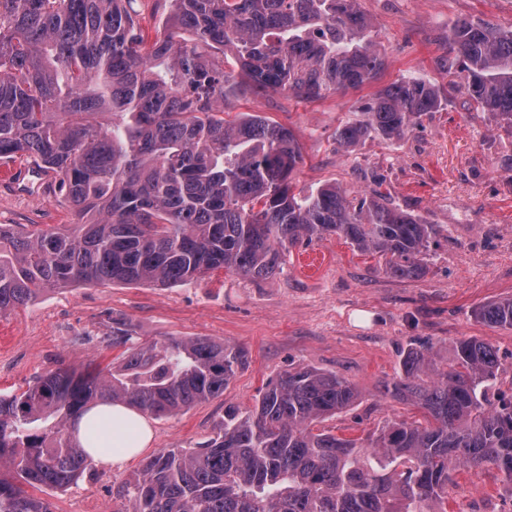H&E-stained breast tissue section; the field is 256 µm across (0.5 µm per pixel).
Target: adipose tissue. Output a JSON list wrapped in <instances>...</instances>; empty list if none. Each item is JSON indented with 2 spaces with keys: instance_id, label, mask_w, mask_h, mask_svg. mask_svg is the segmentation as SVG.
I'll list each match as a JSON object with an SVG mask.
<instances>
[{
  "instance_id": "obj_1",
  "label": "adipose tissue",
  "mask_w": 512,
  "mask_h": 512,
  "mask_svg": "<svg viewBox=\"0 0 512 512\" xmlns=\"http://www.w3.org/2000/svg\"><path fill=\"white\" fill-rule=\"evenodd\" d=\"M112 422L111 436L98 439L97 448L91 449L92 459L109 467L122 466L133 456L141 454L153 439L149 420L136 409L122 405H99L85 413L75 426L78 442H86L93 424L100 418Z\"/></svg>"
}]
</instances>
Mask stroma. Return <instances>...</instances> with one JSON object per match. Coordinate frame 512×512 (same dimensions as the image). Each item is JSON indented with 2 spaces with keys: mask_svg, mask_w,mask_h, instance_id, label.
Returning <instances> with one entry per match:
<instances>
[{
  "mask_svg": "<svg viewBox=\"0 0 512 512\" xmlns=\"http://www.w3.org/2000/svg\"><path fill=\"white\" fill-rule=\"evenodd\" d=\"M360 7L385 60L379 82L316 101L246 86L227 109L294 130L305 157L297 188L333 182L360 195L378 188L438 225L440 243L425 274L391 277L377 257L332 235L290 248L281 269L263 279L218 270L172 287L106 283L49 291L0 316V395L21 393L59 368L109 364L117 355L110 345L116 319L130 322L147 343L206 336L248 355L222 395L153 420L144 457L205 443L225 407L252 411L269 380L299 367L339 374L360 394L321 429L365 439L387 420L420 419L417 407L392 398L385 386L403 352L421 345L441 361L458 340L488 342L501 362L496 388L512 391V329L474 316L477 307L512 296V131L453 92L401 140L351 152L335 143L339 122L355 118L379 87L403 76L447 86L441 57L449 23L471 17L510 28L512 0H360ZM77 221L66 199L35 176L19 185L0 181V225ZM306 254L324 259L310 275L300 269ZM144 457L119 468L91 464L71 487L35 495L51 512H118L116 490L139 474ZM448 512H512V490L494 467L458 468L448 483Z\"/></svg>",
  "mask_w": 512,
  "mask_h": 512,
  "instance_id": "35a3bbf8",
  "label": "stroma"
}]
</instances>
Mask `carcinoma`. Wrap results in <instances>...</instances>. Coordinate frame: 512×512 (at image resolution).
Returning a JSON list of instances; mask_svg holds the SVG:
<instances>
[{
	"label": "carcinoma",
	"instance_id": "cac0c4a2",
	"mask_svg": "<svg viewBox=\"0 0 512 512\" xmlns=\"http://www.w3.org/2000/svg\"><path fill=\"white\" fill-rule=\"evenodd\" d=\"M133 0H0V160L20 159L80 222L0 227V316L74 284L176 286L224 269L272 275L283 252L326 235L420 277L440 230L376 189L294 192L304 155L293 130L261 116L224 118L242 83L317 100L379 80L384 59L359 0H170L150 40ZM443 68L512 131V29L448 24ZM232 52L240 72L214 52ZM445 92L398 79L336 128V150L405 137ZM512 329V297L475 311ZM112 321L104 368L59 369L0 396V512H51L25 487L64 488L91 464L76 419L99 403L163 418L224 393L246 351L209 337L134 341ZM500 368L487 342L463 339L445 363L404 351L386 393L424 422L389 420L364 448L310 425L353 407L356 388L312 368L270 381L254 412L224 409L216 437L148 458L116 496L120 512H448L453 466L492 465L512 487V396L492 401Z\"/></svg>",
	"mask_w": 512,
	"mask_h": 512
}]
</instances>
